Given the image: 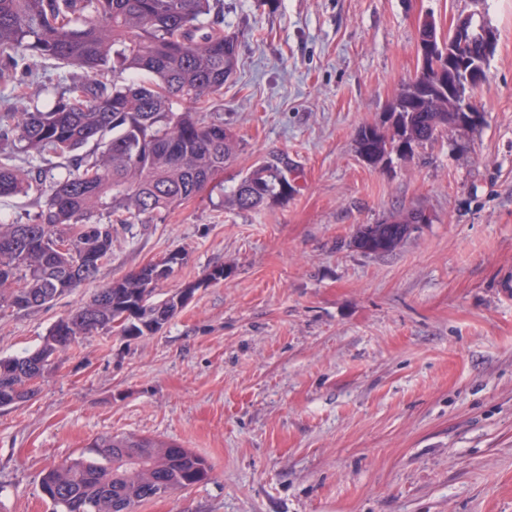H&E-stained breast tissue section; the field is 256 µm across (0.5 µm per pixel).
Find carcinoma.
<instances>
[{"mask_svg":"<svg viewBox=\"0 0 512 512\" xmlns=\"http://www.w3.org/2000/svg\"><path fill=\"white\" fill-rule=\"evenodd\" d=\"M216 0H0V64L26 71L38 61L77 67L47 111L26 106L0 115V198L35 196L39 211L26 224H0V307H15L21 286L26 308H42L95 279L83 273L92 253L112 250V223L132 224L196 198L215 183L239 148L224 121L207 115L210 97L232 75L238 39L224 33ZM424 21L420 48L436 56L385 111L381 124L362 127L359 156L378 167L407 156L453 127L448 83L466 95L486 80L467 71L448 75V42ZM181 104L178 111L174 105ZM88 153H82L87 145ZM47 155L68 162V174L50 182L23 170L21 159ZM298 166L272 151L251 166L232 190L237 209L250 212L288 201ZM425 216L412 207L358 229L353 246L364 254L396 249ZM63 226L74 238L68 255L53 237ZM27 233L39 248L17 255L12 242ZM163 281L147 266L98 289L92 299L51 328L44 344L21 357L0 359V394L35 395L38 364L78 343L109 332L137 339L161 331L198 283L155 300ZM73 340H67V337ZM95 458L50 468L41 489L52 512H136L144 502L207 480L204 458L175 442L109 436L95 441Z\"/></svg>","mask_w":512,"mask_h":512,"instance_id":"carcinoma-1","label":"carcinoma"}]
</instances>
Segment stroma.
Segmentation results:
<instances>
[{
	"label": "stroma",
	"mask_w": 512,
	"mask_h": 512,
	"mask_svg": "<svg viewBox=\"0 0 512 512\" xmlns=\"http://www.w3.org/2000/svg\"><path fill=\"white\" fill-rule=\"evenodd\" d=\"M238 63L211 109L241 141L223 184L112 227L93 282L35 310L0 308V359L40 348L112 280L172 253L157 298L197 284L163 330L87 336L28 402L0 409V512H51L44 472L135 435L202 456L208 480L138 512H512V0H220ZM484 19L487 121L373 167L361 127L420 69L419 27ZM274 150L288 202L230 196ZM419 206L395 251L350 242ZM216 266L226 277L206 280Z\"/></svg>",
	"instance_id": "obj_1"
}]
</instances>
